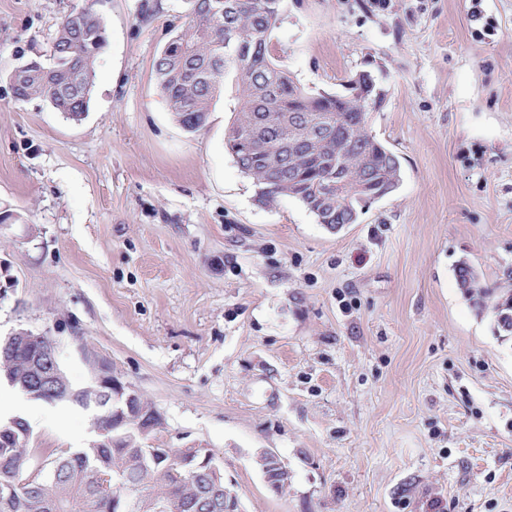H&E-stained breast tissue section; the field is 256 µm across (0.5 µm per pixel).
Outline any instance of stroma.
Listing matches in <instances>:
<instances>
[{"label":"stroma","instance_id":"stroma-1","mask_svg":"<svg viewBox=\"0 0 512 512\" xmlns=\"http://www.w3.org/2000/svg\"><path fill=\"white\" fill-rule=\"evenodd\" d=\"M88 6V112L16 100L8 73ZM187 21L185 0H0V339L48 337L76 389L107 364L161 416L141 446L209 449L237 512H512V335L455 275L512 271V0H282L273 53L300 86L367 69L386 91L367 128L400 184L337 232L256 202L233 91L176 121L154 63ZM0 398L33 461L97 437L80 407Z\"/></svg>","mask_w":512,"mask_h":512}]
</instances>
